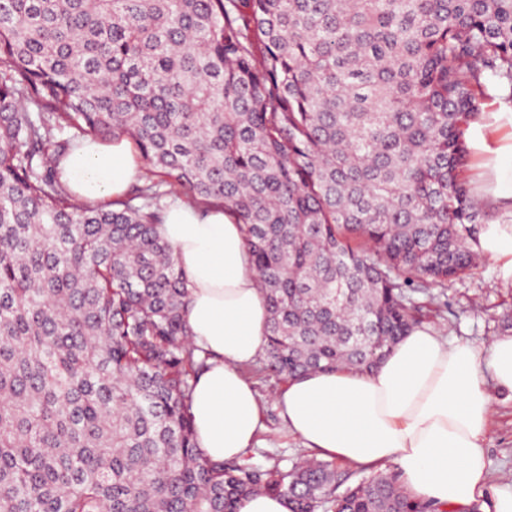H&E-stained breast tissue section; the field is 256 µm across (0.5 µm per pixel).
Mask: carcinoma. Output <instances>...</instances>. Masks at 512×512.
<instances>
[{"label": "carcinoma", "instance_id": "1", "mask_svg": "<svg viewBox=\"0 0 512 512\" xmlns=\"http://www.w3.org/2000/svg\"><path fill=\"white\" fill-rule=\"evenodd\" d=\"M490 82L512 103V0H0V512H436L333 460L201 456L209 354L156 227L168 194L241 225L251 374L369 371L497 217L465 142ZM116 136L152 180L71 202L59 159ZM240 512H290V509L286 498L263 493L246 499Z\"/></svg>", "mask_w": 512, "mask_h": 512}]
</instances>
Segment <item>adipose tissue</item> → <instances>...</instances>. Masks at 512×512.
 <instances>
[{
	"label": "adipose tissue",
	"instance_id": "1",
	"mask_svg": "<svg viewBox=\"0 0 512 512\" xmlns=\"http://www.w3.org/2000/svg\"><path fill=\"white\" fill-rule=\"evenodd\" d=\"M466 142L476 194L498 214L472 248L512 280V106L481 113ZM79 200L122 196L141 168L127 138L88 139L60 162ZM188 279L185 316L194 343L210 355L191 399L196 444L214 461L241 457L262 427L254 384L242 372L263 352L267 305L241 228L220 209L170 205L159 226ZM494 390H487V383ZM512 396V335L476 347L417 328L372 372H316L288 380L276 402L306 448L374 472L395 465L410 495L444 512L490 500L512 512V489L495 487L486 442L497 401Z\"/></svg>",
	"mask_w": 512,
	"mask_h": 512
}]
</instances>
